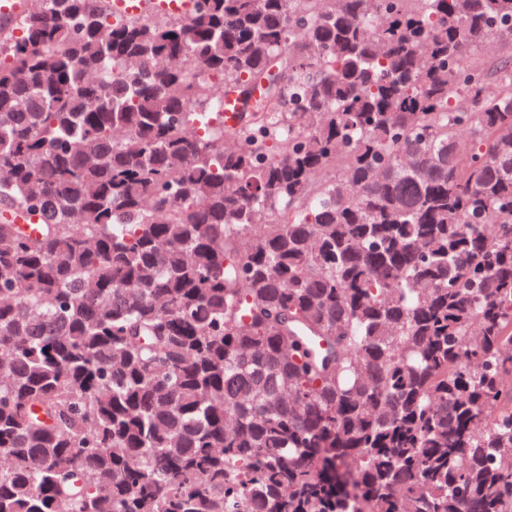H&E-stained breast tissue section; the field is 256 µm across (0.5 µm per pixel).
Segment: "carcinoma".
Listing matches in <instances>:
<instances>
[{
	"label": "carcinoma",
	"instance_id": "carcinoma-1",
	"mask_svg": "<svg viewBox=\"0 0 512 512\" xmlns=\"http://www.w3.org/2000/svg\"><path fill=\"white\" fill-rule=\"evenodd\" d=\"M511 39L512 0L1 25L0 512H512Z\"/></svg>",
	"mask_w": 512,
	"mask_h": 512
}]
</instances>
